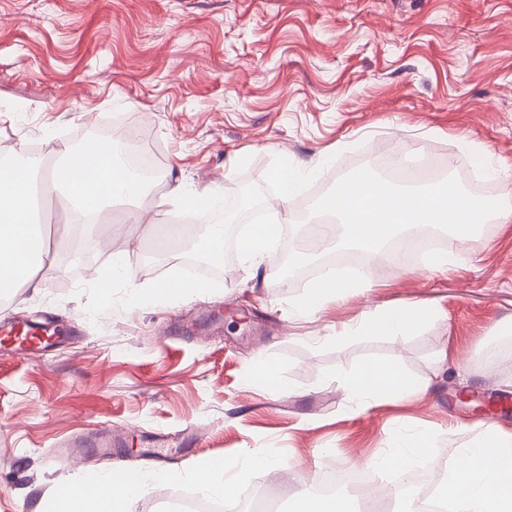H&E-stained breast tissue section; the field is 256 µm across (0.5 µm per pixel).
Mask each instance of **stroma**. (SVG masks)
Listing matches in <instances>:
<instances>
[{
	"instance_id": "1",
	"label": "stroma",
	"mask_w": 512,
	"mask_h": 512,
	"mask_svg": "<svg viewBox=\"0 0 512 512\" xmlns=\"http://www.w3.org/2000/svg\"><path fill=\"white\" fill-rule=\"evenodd\" d=\"M130 125L158 155L162 175L140 199L115 206L112 245L94 224L54 225L67 244L50 251L39 292L22 288L0 315L46 328L49 345L25 355L0 344V512H37L67 476L122 467L161 473L202 459L274 455L283 471L245 475L281 493L279 512L337 465L402 474L374 459L418 432L445 448L452 469L486 425L512 433V223L489 224L452 244L453 263L396 266L368 277L355 297L314 315L293 313L306 288L286 282L281 257L303 250L307 220L269 248L259 276L229 250L203 296L158 305L144 291L184 271L136 213L158 211L172 174L230 194L264 191L284 160L310 165L300 201L321 198L344 175L372 166L374 145L420 162L432 147L458 161L480 151L479 179L512 203V0H0V138L39 160L75 139ZM125 254L128 275L102 300L94 279ZM141 289L132 299V289ZM434 314L398 338L336 332L387 305ZM460 351L459 368L441 367ZM286 382H250L258 357ZM393 359L427 384L413 402L368 407L346 374ZM496 404L483 415L459 393ZM120 441L112 455L91 444ZM90 447L54 462L73 440Z\"/></svg>"
}]
</instances>
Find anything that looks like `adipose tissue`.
Returning a JSON list of instances; mask_svg holds the SVG:
<instances>
[{
  "label": "adipose tissue",
  "instance_id": "ef3b65f1",
  "mask_svg": "<svg viewBox=\"0 0 512 512\" xmlns=\"http://www.w3.org/2000/svg\"><path fill=\"white\" fill-rule=\"evenodd\" d=\"M307 168L301 163H284L269 173L279 188L278 203L272 215L273 224L253 225L238 246L249 262L251 273H258L260 259L270 248L278 225L291 220V204ZM422 306H393L378 310L363 319L356 333L376 336H402L431 316ZM352 394L362 401L387 398L413 401L421 398L426 387L412 379L395 361H371L347 378ZM458 469L449 472L441 486L443 497L452 512H512V433L493 430L485 433L470 447L461 449ZM487 460L483 476H474L471 464L476 458ZM272 456H245L224 464L205 460L188 476L204 495L234 502L243 492L240 482L247 473H268L278 469ZM145 482L144 475L129 472L123 481L112 482L109 473H89L77 480L61 481L53 494L43 501L40 512H132Z\"/></svg>",
  "mask_w": 512,
  "mask_h": 512
}]
</instances>
